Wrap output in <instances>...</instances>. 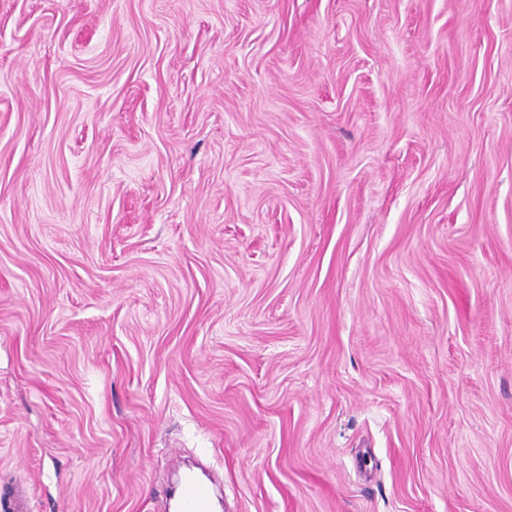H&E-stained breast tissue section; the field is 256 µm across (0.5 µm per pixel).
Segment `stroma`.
I'll return each instance as SVG.
<instances>
[{
    "label": "stroma",
    "instance_id": "obj_1",
    "mask_svg": "<svg viewBox=\"0 0 512 512\" xmlns=\"http://www.w3.org/2000/svg\"><path fill=\"white\" fill-rule=\"evenodd\" d=\"M512 512V0H0V512ZM180 512H213L214 489L194 476H185L177 487Z\"/></svg>",
    "mask_w": 512,
    "mask_h": 512
}]
</instances>
